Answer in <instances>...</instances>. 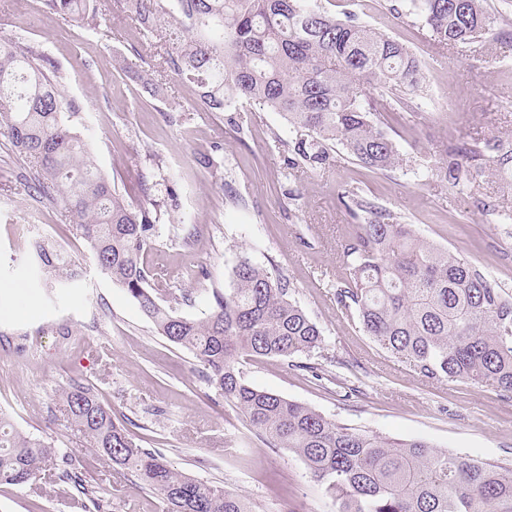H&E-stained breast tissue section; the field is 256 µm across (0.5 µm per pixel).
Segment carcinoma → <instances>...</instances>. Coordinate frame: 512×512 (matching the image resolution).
Segmentation results:
<instances>
[{"label": "carcinoma", "mask_w": 512, "mask_h": 512, "mask_svg": "<svg viewBox=\"0 0 512 512\" xmlns=\"http://www.w3.org/2000/svg\"><path fill=\"white\" fill-rule=\"evenodd\" d=\"M69 25L98 27L95 0H44ZM128 17L151 35L167 26L161 64L195 83L209 111L238 100L285 120L278 144L290 163L317 169L339 144L368 168L403 163L389 112H411L425 95L416 52L353 16L339 19L310 0H127ZM405 12L432 43L474 53L501 18L484 0H404ZM61 76L41 48L0 37V128L31 169L40 201L60 203L99 271L121 287L157 333L188 350L224 403L238 410L271 449H286L336 501V512H512V466L450 453L423 439L400 440L347 427L315 409L246 381L239 358L288 360L323 348L318 325L292 299L290 282L243 257L232 286L212 291L200 319L163 300L161 274L145 262L157 209L133 207L97 168L69 124ZM452 191L481 195L484 177L512 189V134L459 140L426 166ZM358 223L341 246L345 276L336 305L357 317L386 353L429 380L474 382L512 394V295L478 267L416 235L391 211L357 198ZM35 260L61 283L77 264L50 240ZM60 399L89 447L127 470L135 487L160 497L168 512H254L249 500L174 469L162 453L115 421L93 387L74 382ZM83 465L52 442L0 413V485L20 486L46 470L65 476L75 507L91 512L95 495Z\"/></svg>", "instance_id": "cac0c4a2"}]
</instances>
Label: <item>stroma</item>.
Instances as JSON below:
<instances>
[{
  "label": "stroma",
  "instance_id": "obj_1",
  "mask_svg": "<svg viewBox=\"0 0 512 512\" xmlns=\"http://www.w3.org/2000/svg\"><path fill=\"white\" fill-rule=\"evenodd\" d=\"M393 2L313 0L408 44L423 63L426 95L416 114L388 118L404 161L384 172L363 167L340 147L321 169H290L287 148L274 139L284 127L278 113L241 103L208 111L195 84L158 69L157 58L142 59L147 37L120 0H99L94 31L68 26L43 0H0V35L49 54L78 109L71 124L100 171L129 203L149 196L159 204L147 264L162 271L169 288L191 290L204 270L206 287L224 290L243 257L288 277L295 301L324 332L321 375L281 359H254L243 363L249 383L345 425L512 466V395L421 380L333 299L344 276L340 254L351 218L341 196L348 191L512 292V223L501 224L480 201L425 172L441 144L471 132L491 138L512 131V0H485L489 13L509 22L476 56L435 53L427 31L391 11ZM147 70L154 74L151 91L139 80ZM25 178L0 132V412L86 464L111 512L165 506L84 447L59 398L75 379L127 417L146 447L159 449L179 471L245 495L256 512H336L302 461L267 448L217 398L192 354L159 336L125 291L97 270L86 242L66 229L61 206L36 202ZM31 235L60 244L80 263L76 287L44 285L28 254ZM75 495L69 481L46 472L23 488L1 485L0 512H74Z\"/></svg>",
  "mask_w": 512,
  "mask_h": 512
}]
</instances>
